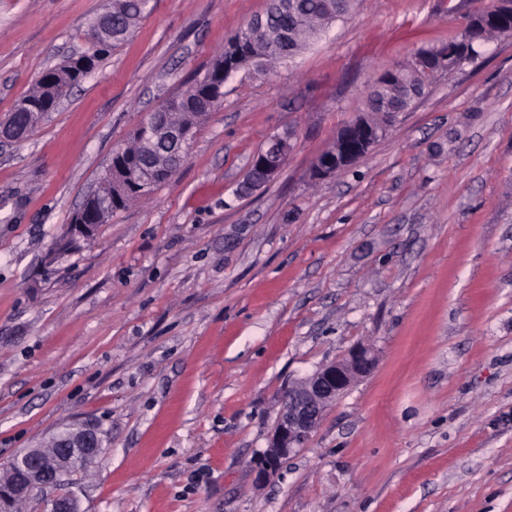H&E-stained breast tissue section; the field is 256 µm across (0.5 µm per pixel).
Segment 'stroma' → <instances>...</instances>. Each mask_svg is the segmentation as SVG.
<instances>
[{"instance_id":"stroma-1","label":"stroma","mask_w":512,"mask_h":512,"mask_svg":"<svg viewBox=\"0 0 512 512\" xmlns=\"http://www.w3.org/2000/svg\"><path fill=\"white\" fill-rule=\"evenodd\" d=\"M488 2L359 0L305 52L234 74L170 180L70 237L144 114L268 7L151 0L26 140L0 144V466L90 423L104 451L61 487L82 512H512V38L312 176L379 74ZM111 7L0 0V123ZM283 133L279 177L240 193ZM357 344L373 370L256 484L283 390Z\"/></svg>"}]
</instances>
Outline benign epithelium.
<instances>
[{
    "label": "benign epithelium",
    "mask_w": 512,
    "mask_h": 512,
    "mask_svg": "<svg viewBox=\"0 0 512 512\" xmlns=\"http://www.w3.org/2000/svg\"><path fill=\"white\" fill-rule=\"evenodd\" d=\"M501 14L487 20L465 21L461 38L451 50L443 49L433 54L416 58L415 65L427 70L452 66L456 69L478 57L470 45L484 42L478 38V30L485 26L498 29L500 36L512 37V3L500 0ZM168 105L163 104L146 113L140 124L141 145L145 152L154 153L157 148V133L164 129L171 147L160 152V162L174 174L186 161L189 141L186 131L169 125ZM388 123L374 126L357 117L336 133L341 147L338 151L318 157L315 169L320 178L327 179L336 172L351 166L356 150L351 140H376L387 130ZM293 149L287 134L271 139L266 152L252 159L240 190L251 193L273 181L281 173L284 162ZM124 150L113 154L108 174L118 178L126 186L142 193L149 186L150 174L139 166L125 164ZM98 208L87 207L78 211V220L69 225L70 232L89 238L95 225L91 221ZM375 365L372 350L364 345L351 348L345 356L321 365L309 376L288 387L281 399L275 424L268 435L267 446L253 461V470L258 480L265 481L275 475L282 462L298 448L303 447L317 430L328 405L343 396L362 377L368 375ZM104 450V437L100 430L90 424L71 425L49 437L46 443H38L16 454L7 465L8 474L0 477V502L11 503L28 497L37 490L54 488L64 483L76 472L79 465L90 463ZM51 512H81L78 500L71 495L57 496L51 500Z\"/></svg>",
    "instance_id": "1"
}]
</instances>
